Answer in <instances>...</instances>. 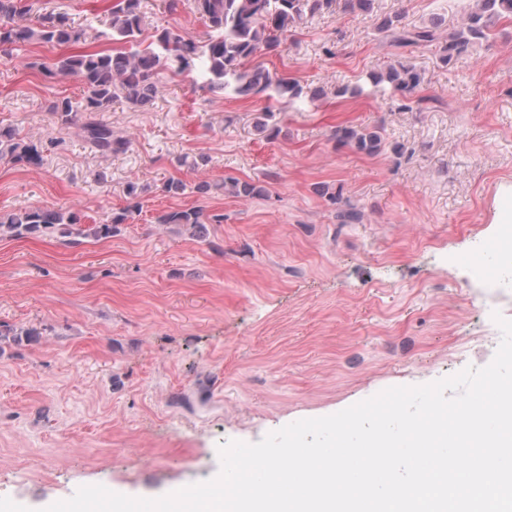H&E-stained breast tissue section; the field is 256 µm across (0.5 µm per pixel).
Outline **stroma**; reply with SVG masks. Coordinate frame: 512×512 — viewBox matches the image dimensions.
Masks as SVG:
<instances>
[{"label": "stroma", "instance_id": "1", "mask_svg": "<svg viewBox=\"0 0 512 512\" xmlns=\"http://www.w3.org/2000/svg\"><path fill=\"white\" fill-rule=\"evenodd\" d=\"M101 5L34 0L107 49L85 25ZM464 8L375 0L370 16L307 19L260 61L324 94L279 102L274 139L254 127L266 98L167 78L149 108L119 99L103 113L132 140L112 157L91 151L78 128L50 123L56 99L82 95L77 79L41 69L66 46L0 52V126L45 145L41 165L0 163L1 213L53 206L90 223L128 206V182L187 185L142 197L140 215L109 239H0V330L13 331L0 339V497L31 512L83 485L156 498L215 477L227 442L255 443L383 389L492 361L494 318L512 319V288L485 308L479 281L493 270L472 245L498 239L496 200L512 188V24L447 67L435 47L406 52L376 29L394 14L411 26L438 14L453 27ZM142 10L147 38L162 27L207 31L188 8L143 0ZM397 62L422 73L415 93L337 96ZM342 126L382 127V152L337 142ZM184 155L208 163L177 167ZM227 175L265 184L268 198L196 193ZM196 205L224 217L207 241L153 221ZM350 206L361 221L339 223Z\"/></svg>", "mask_w": 512, "mask_h": 512}]
</instances>
